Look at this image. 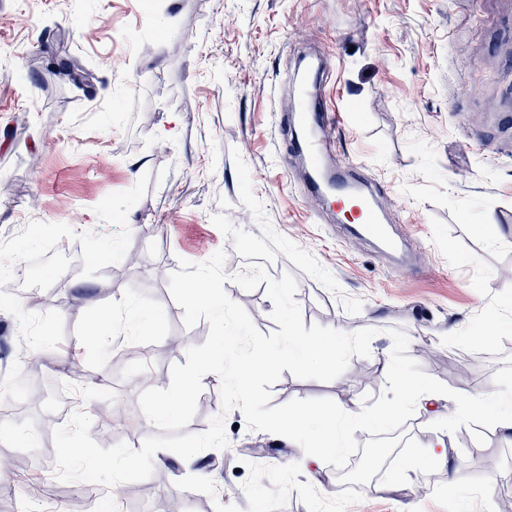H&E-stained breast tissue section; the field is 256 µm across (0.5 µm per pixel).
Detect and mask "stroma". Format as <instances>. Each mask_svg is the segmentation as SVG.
I'll return each instance as SVG.
<instances>
[{"label": "stroma", "mask_w": 512, "mask_h": 512, "mask_svg": "<svg viewBox=\"0 0 512 512\" xmlns=\"http://www.w3.org/2000/svg\"><path fill=\"white\" fill-rule=\"evenodd\" d=\"M318 48L332 58L322 98L342 115L334 162L359 164L381 186L382 213L413 241L408 268L324 219L325 202L283 165L292 139L278 122L301 80L298 58ZM4 180L0 239L16 238L13 265L48 243L75 266L27 321L16 315L21 297L0 289L10 301L0 308V450L33 457L44 490L0 493V512L36 502L57 512L88 494L91 512H143L161 497L171 512H498L490 491L512 476V436L485 426L480 444L466 427L431 429L456 409L443 395L397 429L405 444L383 478L355 487L294 441L249 430L240 410L222 413L220 381L207 378L186 430L224 415L223 469L186 468L161 450L149 479L114 494L57 479L52 434L66 420L33 407L30 391L64 381L68 359L83 361L92 376L76 385L74 408L90 417L91 437L140 448L157 432L141 392L169 383L209 332L203 320L185 326L169 276L179 259L220 250L224 289L260 332L277 328L265 287L232 280L250 263L295 276L305 325L376 332L369 356L334 380L283 371L272 405L328 398L350 409L380 396L394 329L454 391L512 381V330L478 338L487 314L512 319V0H0ZM131 249L141 263L128 269ZM129 305L145 319L134 335L122 326ZM107 320L149 358L101 362L89 336ZM25 339L21 383L5 349ZM452 355L466 381L449 378ZM456 471L468 500L448 486Z\"/></svg>", "instance_id": "1"}]
</instances>
